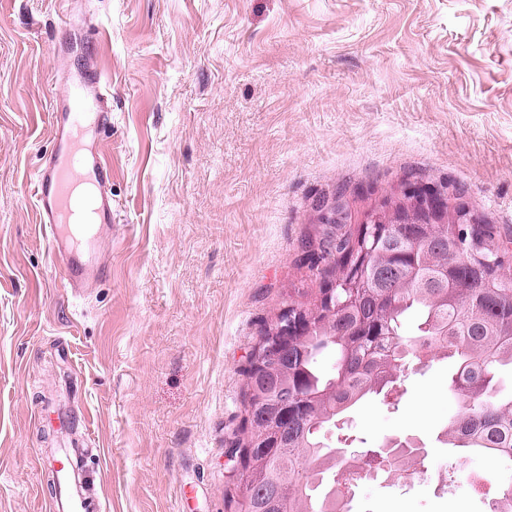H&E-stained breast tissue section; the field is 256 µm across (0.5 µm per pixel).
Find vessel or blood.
I'll return each mask as SVG.
<instances>
[{
    "label": "vessel or blood",
    "instance_id": "vessel-or-blood-1",
    "mask_svg": "<svg viewBox=\"0 0 512 512\" xmlns=\"http://www.w3.org/2000/svg\"><path fill=\"white\" fill-rule=\"evenodd\" d=\"M52 92V151L33 180V205L48 248L72 288L101 280L107 267L101 232L112 226V166L102 135L112 125L110 83L98 71L64 74ZM70 452L57 458L58 490L50 512H100L99 502L74 481Z\"/></svg>",
    "mask_w": 512,
    "mask_h": 512
}]
</instances>
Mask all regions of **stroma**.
Listing matches in <instances>:
<instances>
[{
  "label": "stroma",
  "mask_w": 512,
  "mask_h": 512,
  "mask_svg": "<svg viewBox=\"0 0 512 512\" xmlns=\"http://www.w3.org/2000/svg\"><path fill=\"white\" fill-rule=\"evenodd\" d=\"M89 30L93 49L56 42ZM112 80L117 224L83 293L52 262L31 199L67 69ZM463 195L512 239V0H0V512H47L48 454L85 448L104 512H228L225 450L264 320L315 287L297 267L319 196L352 224L409 184ZM452 366H417L399 411L344 432L434 440ZM74 421L53 433L35 410ZM454 490L364 485L360 512H485Z\"/></svg>",
  "instance_id": "1"
}]
</instances>
